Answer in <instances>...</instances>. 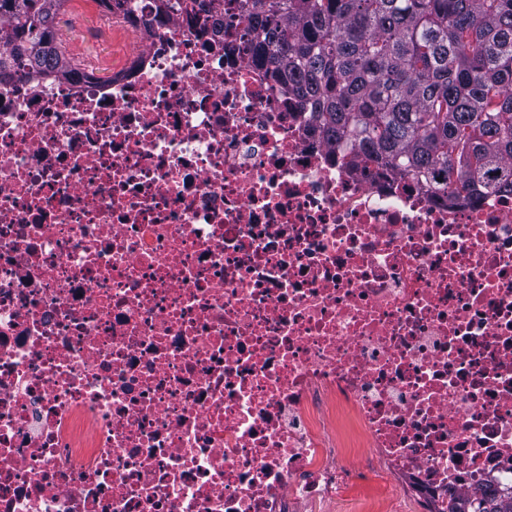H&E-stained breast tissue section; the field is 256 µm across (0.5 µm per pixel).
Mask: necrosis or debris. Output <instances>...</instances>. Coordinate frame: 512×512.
Listing matches in <instances>:
<instances>
[{"label": "necrosis or debris", "instance_id": "obj_1", "mask_svg": "<svg viewBox=\"0 0 512 512\" xmlns=\"http://www.w3.org/2000/svg\"><path fill=\"white\" fill-rule=\"evenodd\" d=\"M126 0L108 80L0 81V512L512 489V193L367 176L233 0Z\"/></svg>", "mask_w": 512, "mask_h": 512}]
</instances>
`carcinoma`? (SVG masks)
<instances>
[{"instance_id": "1", "label": "carcinoma", "mask_w": 512, "mask_h": 512, "mask_svg": "<svg viewBox=\"0 0 512 512\" xmlns=\"http://www.w3.org/2000/svg\"><path fill=\"white\" fill-rule=\"evenodd\" d=\"M67 0H0V75L86 78L57 38ZM257 61L308 123L370 167L468 200L512 192V0H236ZM448 512H512V492Z\"/></svg>"}]
</instances>
